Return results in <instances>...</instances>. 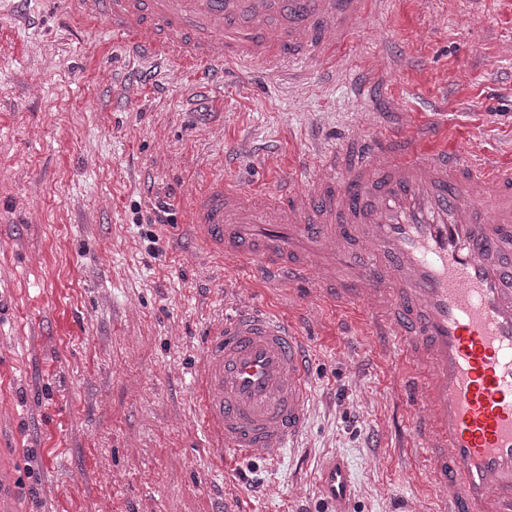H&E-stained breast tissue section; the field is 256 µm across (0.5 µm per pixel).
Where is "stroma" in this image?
I'll return each mask as SVG.
<instances>
[{
	"label": "stroma",
	"instance_id": "stroma-1",
	"mask_svg": "<svg viewBox=\"0 0 512 512\" xmlns=\"http://www.w3.org/2000/svg\"><path fill=\"white\" fill-rule=\"evenodd\" d=\"M428 130L512 159V0H374L330 60L288 81L142 70L109 30L77 36L48 0H0V421L20 512H435L399 392L361 312L243 280L187 228L214 174L247 193L298 174L315 140ZM61 282L76 311L54 316ZM261 303L313 341L307 426L275 464L217 465L193 388L205 328ZM318 483L325 499L336 504V512H348L354 478L343 462L335 459L326 464L320 472Z\"/></svg>",
	"mask_w": 512,
	"mask_h": 512
}]
</instances>
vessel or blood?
<instances>
[{
	"label": "vessel or blood",
	"instance_id": "obj_1",
	"mask_svg": "<svg viewBox=\"0 0 512 512\" xmlns=\"http://www.w3.org/2000/svg\"><path fill=\"white\" fill-rule=\"evenodd\" d=\"M369 0H55L85 31L170 66L247 60L298 68L334 53ZM428 134L384 133L321 149L303 177L251 196L221 179L193 195L190 222L212 253L289 291L363 310L382 350L419 364L401 391L436 512H512V162L472 159ZM310 340L263 307L212 326L194 366L216 459L274 461L305 424ZM319 488L348 512L354 478L326 464ZM24 491L0 465V512Z\"/></svg>",
	"mask_w": 512,
	"mask_h": 512
}]
</instances>
